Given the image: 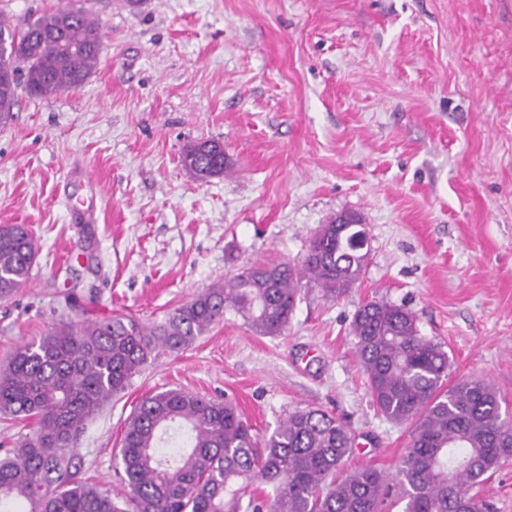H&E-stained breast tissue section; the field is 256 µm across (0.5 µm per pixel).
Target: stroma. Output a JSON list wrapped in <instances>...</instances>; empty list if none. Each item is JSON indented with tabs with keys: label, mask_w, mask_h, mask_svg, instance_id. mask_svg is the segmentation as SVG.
I'll use <instances>...</instances> for the list:
<instances>
[{
	"label": "stroma",
	"mask_w": 512,
	"mask_h": 512,
	"mask_svg": "<svg viewBox=\"0 0 512 512\" xmlns=\"http://www.w3.org/2000/svg\"><path fill=\"white\" fill-rule=\"evenodd\" d=\"M71 1L103 27L96 68L79 91L20 94L0 125V224L39 247L0 300V365L59 319L154 323L243 265L300 262L338 213L369 232L345 297L303 284L281 335L229 312L147 365L80 437V478L120 492L126 420L170 388L266 435L322 409L355 438L346 469L395 473L407 429L374 406L350 332L374 299L512 413V0H0V18ZM210 138L233 169L202 183L180 155Z\"/></svg>",
	"instance_id": "1"
}]
</instances>
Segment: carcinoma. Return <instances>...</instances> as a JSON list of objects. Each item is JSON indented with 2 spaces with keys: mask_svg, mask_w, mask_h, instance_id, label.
<instances>
[{
  "mask_svg": "<svg viewBox=\"0 0 512 512\" xmlns=\"http://www.w3.org/2000/svg\"><path fill=\"white\" fill-rule=\"evenodd\" d=\"M103 29L83 8H58L16 30L0 22V122L18 90L76 91L93 72ZM198 180L230 171L224 143L185 146ZM364 224L322 227L301 263L252 264L214 283L159 323L127 314L53 325L0 366V416L28 427L0 456V512H491L481 488L512 463V419L482 378L448 386V353L419 334L414 314L384 300L358 307L355 352L378 410L408 429L395 475L342 472L351 432L318 408L296 410L268 436L230 401L180 388L151 393L129 416L120 448L122 493L77 477L75 445L87 423L164 353H178L232 311L255 331L287 327L307 281L346 296L367 254ZM36 241L23 224H0V299L31 276Z\"/></svg>",
  "mask_w": 512,
  "mask_h": 512,
  "instance_id": "cac0c4a2",
  "label": "carcinoma"
}]
</instances>
